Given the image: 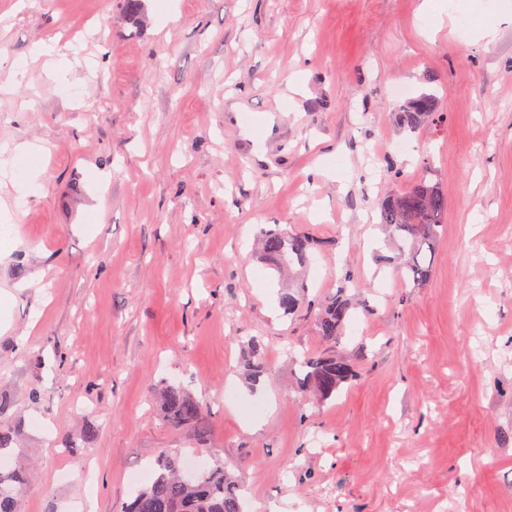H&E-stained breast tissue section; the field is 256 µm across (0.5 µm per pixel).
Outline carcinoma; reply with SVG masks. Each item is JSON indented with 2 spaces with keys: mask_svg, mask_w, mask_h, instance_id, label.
Here are the masks:
<instances>
[{
  "mask_svg": "<svg viewBox=\"0 0 512 512\" xmlns=\"http://www.w3.org/2000/svg\"><path fill=\"white\" fill-rule=\"evenodd\" d=\"M438 117V100L433 94L407 101L396 113L398 125L411 133ZM447 209L448 199L424 174L406 191L380 200L378 223L399 242L403 255V287L418 288L428 280L431 268L423 247L433 244ZM314 245L313 238L305 234L268 230L262 236V255L280 273L296 265L308 266ZM279 305L289 315L312 314L318 335L326 344L323 351L303 354L301 387L312 390L321 403L336 397L354 377L353 359L341 348V340L345 324L358 304L348 295V288L342 286L323 302L313 305L298 291L288 289L280 294ZM243 374L253 386L266 374L262 344L257 339L247 343ZM157 390L163 419L168 425L206 432L208 424L199 400L168 382L160 383ZM151 470L154 474L151 482L135 488L121 512H243L239 485L218 459L206 471L188 474L183 469L181 453L162 448ZM28 481L24 471L0 470V512H20V499Z\"/></svg>",
  "mask_w": 512,
  "mask_h": 512,
  "instance_id": "obj_1",
  "label": "carcinoma"
}]
</instances>
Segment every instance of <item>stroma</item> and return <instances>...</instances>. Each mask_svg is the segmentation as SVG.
Instances as JSON below:
<instances>
[{
    "instance_id": "obj_1",
    "label": "stroma",
    "mask_w": 512,
    "mask_h": 512,
    "mask_svg": "<svg viewBox=\"0 0 512 512\" xmlns=\"http://www.w3.org/2000/svg\"><path fill=\"white\" fill-rule=\"evenodd\" d=\"M452 4L478 24L437 27L425 0H0V166L40 183L0 187L20 512H121L161 448L221 459L244 512H512V0ZM47 40L63 71L31 58ZM401 83L443 119L402 132ZM424 171L448 211L405 288L378 203ZM274 227L323 243L307 300L370 306L342 340L359 375L324 404L288 361L324 344L278 307ZM163 379L205 434L163 421ZM262 349V344L257 339H252L247 343V352L243 363V374L251 386H256L266 374Z\"/></svg>"
}]
</instances>
